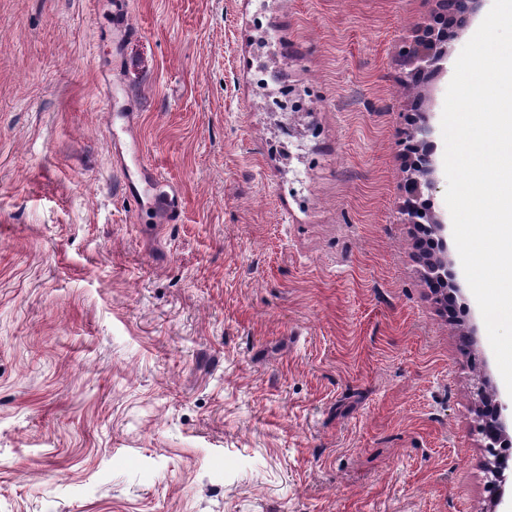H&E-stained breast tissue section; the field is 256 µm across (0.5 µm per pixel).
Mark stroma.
I'll return each mask as SVG.
<instances>
[{"mask_svg": "<svg viewBox=\"0 0 512 512\" xmlns=\"http://www.w3.org/2000/svg\"><path fill=\"white\" fill-rule=\"evenodd\" d=\"M438 7L0 0V512L497 508L507 390L400 214L420 115L450 216L453 72L403 84ZM494 396L487 390L483 379L480 378L474 383L472 409L479 411L482 416L479 431L487 451L512 445V436L509 434V427L512 430V400L509 403ZM509 468V462L502 458H493L485 461L486 486L492 496L499 497L505 483L504 471Z\"/></svg>", "mask_w": 512, "mask_h": 512, "instance_id": "1", "label": "stroma"}]
</instances>
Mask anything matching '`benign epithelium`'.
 I'll use <instances>...</instances> for the list:
<instances>
[{
  "label": "benign epithelium",
  "instance_id": "1",
  "mask_svg": "<svg viewBox=\"0 0 512 512\" xmlns=\"http://www.w3.org/2000/svg\"><path fill=\"white\" fill-rule=\"evenodd\" d=\"M480 0H441L442 9L423 27L422 33L403 51L409 71L407 85L419 86L431 81L444 70L448 61V41L457 30L464 26ZM409 146L411 173L405 183L406 203L401 215L407 224H430L435 238L431 246L442 249L439 256L429 265V279L446 282L454 279L450 270L445 231L447 224L430 209V196L434 190L433 159L434 144L430 139V128L422 123L411 134ZM473 409L482 416L479 431L484 448H505L512 445V402L494 397L487 390L485 381L480 379L473 385ZM509 462L492 458L485 462L486 483L489 493L500 496L505 483L504 471Z\"/></svg>",
  "mask_w": 512,
  "mask_h": 512
}]
</instances>
